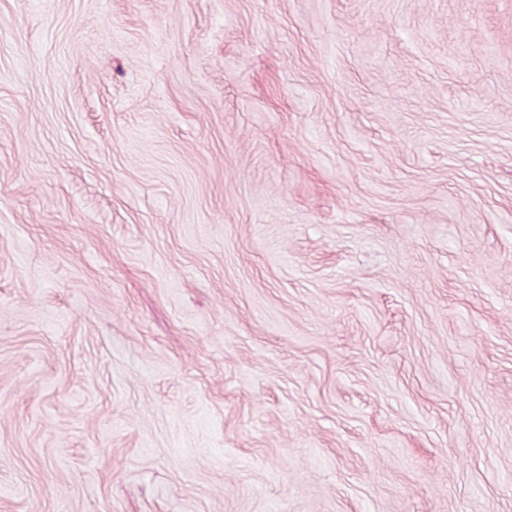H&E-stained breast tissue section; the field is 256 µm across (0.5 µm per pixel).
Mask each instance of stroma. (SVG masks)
<instances>
[{
    "label": "stroma",
    "mask_w": 512,
    "mask_h": 512,
    "mask_svg": "<svg viewBox=\"0 0 512 512\" xmlns=\"http://www.w3.org/2000/svg\"><path fill=\"white\" fill-rule=\"evenodd\" d=\"M0 512H512V0H0Z\"/></svg>",
    "instance_id": "stroma-1"
}]
</instances>
